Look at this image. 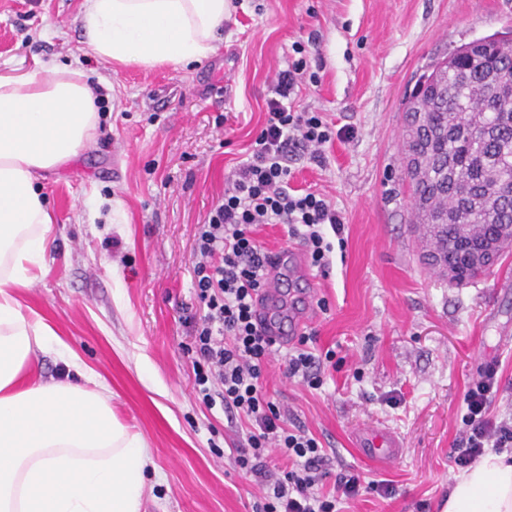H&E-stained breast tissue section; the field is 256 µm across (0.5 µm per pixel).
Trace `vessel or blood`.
<instances>
[{"instance_id": "1", "label": "vessel or blood", "mask_w": 512, "mask_h": 512, "mask_svg": "<svg viewBox=\"0 0 512 512\" xmlns=\"http://www.w3.org/2000/svg\"><path fill=\"white\" fill-rule=\"evenodd\" d=\"M275 266L267 288L255 302L258 316L264 320L268 334L276 343H284L286 334L302 332L309 320L310 301L302 299L299 302L284 303L283 301V272L297 275L302 271L296 257L288 255L287 251L273 252ZM357 444L362 454L371 459L394 463L401 459L403 442L393 431L380 425H371L357 432Z\"/></svg>"}]
</instances>
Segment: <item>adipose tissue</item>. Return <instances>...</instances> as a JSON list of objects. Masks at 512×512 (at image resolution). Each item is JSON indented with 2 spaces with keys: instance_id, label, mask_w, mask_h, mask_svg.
<instances>
[{
  "instance_id": "ef3b65f1",
  "label": "adipose tissue",
  "mask_w": 512,
  "mask_h": 512,
  "mask_svg": "<svg viewBox=\"0 0 512 512\" xmlns=\"http://www.w3.org/2000/svg\"><path fill=\"white\" fill-rule=\"evenodd\" d=\"M230 0H84L86 49L107 64L181 69L215 50ZM79 71L47 66L0 77V512H140L149 450L112 410V388L15 292L49 256L51 223L36 182L76 157L99 124ZM65 358L71 378L26 384L34 350ZM440 512H512V457L463 470Z\"/></svg>"
}]
</instances>
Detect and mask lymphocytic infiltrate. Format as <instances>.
I'll use <instances>...</instances> for the list:
<instances>
[{
    "label": "lymphocytic infiltrate",
    "instance_id": "lymphocytic-infiltrate-1",
    "mask_svg": "<svg viewBox=\"0 0 512 512\" xmlns=\"http://www.w3.org/2000/svg\"><path fill=\"white\" fill-rule=\"evenodd\" d=\"M317 80L302 59L278 72L252 153L234 169L222 199L195 232L194 293L203 310L190 321L195 390L207 406H222L239 418L242 441L233 458L259 487L253 512H337L340 498L357 496L365 485L360 473L345 468L336 476L335 494H322L320 441L303 425L289 424L264 388L276 348L256 316L255 299L268 284L269 258L256 229L287 225L289 236L304 246L310 265L323 272L332 264L334 238L344 233L340 212L323 193H298L290 185L293 157L306 155L325 165L323 147L333 139V129L320 113L293 106L302 85ZM332 359V351L314 353L302 335L285 355L284 374L317 389ZM497 386L498 370L491 364L465 391L457 466H469L486 449L512 447V422L489 416ZM273 452L279 453L282 465H270ZM365 486L390 490L384 480Z\"/></svg>",
    "mask_w": 512,
    "mask_h": 512
}]
</instances>
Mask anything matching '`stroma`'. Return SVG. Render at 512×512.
<instances>
[{"label":"stroma","instance_id":"35a3bbf8","mask_svg":"<svg viewBox=\"0 0 512 512\" xmlns=\"http://www.w3.org/2000/svg\"><path fill=\"white\" fill-rule=\"evenodd\" d=\"M82 0H0V76L38 64L98 86L95 140L38 184L53 217L46 271L17 292L112 387V408L143 435L154 468L141 512H252L236 424L195 393L187 312H198V224L252 151L280 70L297 56L319 85L294 101L335 137L326 163L290 165L291 185L341 212L346 247L328 274L307 268L310 344L336 353L314 390L272 356L265 383L327 459L324 492L352 468L389 480L340 512H439L454 462L464 391L498 364L495 419L512 418V251L481 280L451 285L422 261L404 176L402 105L418 77L457 46L512 33V0H233L215 53L180 70L108 65L81 42ZM120 201L121 210L110 208ZM381 424L403 440L394 466L362 458L355 434Z\"/></svg>","mask_w":512,"mask_h":512}]
</instances>
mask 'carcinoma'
Masks as SVG:
<instances>
[{
    "label": "carcinoma",
    "instance_id": "1",
    "mask_svg": "<svg viewBox=\"0 0 512 512\" xmlns=\"http://www.w3.org/2000/svg\"><path fill=\"white\" fill-rule=\"evenodd\" d=\"M404 112V182L433 268L512 224V39L479 38L429 66Z\"/></svg>",
    "mask_w": 512,
    "mask_h": 512
}]
</instances>
